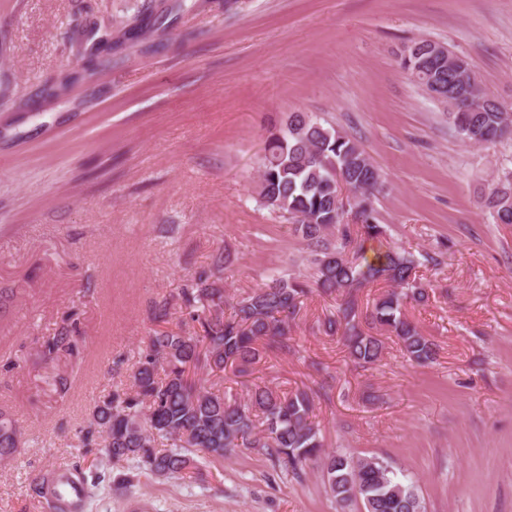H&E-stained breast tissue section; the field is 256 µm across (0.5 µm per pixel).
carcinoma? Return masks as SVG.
Listing matches in <instances>:
<instances>
[{
    "label": "carcinoma",
    "mask_w": 512,
    "mask_h": 512,
    "mask_svg": "<svg viewBox=\"0 0 512 512\" xmlns=\"http://www.w3.org/2000/svg\"><path fill=\"white\" fill-rule=\"evenodd\" d=\"M400 67L420 85L425 80L439 85V93L455 108L449 117L463 141L484 145L512 131V112L485 92L477 101L471 78L440 64L429 50L420 48ZM342 185L354 195L355 224L345 221ZM380 185V171L358 141L312 113L289 114L268 140L257 194L265 207L293 221L295 235L308 250L311 277L274 275L236 301L228 314L221 289L203 281L185 289V302L196 306L191 319L200 333L188 335L180 327L154 331L134 365L131 386L114 389L95 407L82 434L83 447L98 449L114 465L133 462L156 478L184 473L200 479L202 461L252 448L296 477L307 463H320L326 491L344 505L361 503L363 512H426L416 485L388 461L324 450L308 392L247 379L269 354L291 350L290 324L315 292L338 301L326 331L339 336L354 364L366 367L382 358L385 346L371 333L374 328L395 337L409 360L427 364L436 359L437 345L405 317L403 308L429 302L418 269L426 263L436 266L438 259L391 249L372 262L362 259L363 243L385 233L373 209ZM488 206L496 223L512 224V170L497 178ZM370 283H384L388 290L363 314L357 290ZM201 365L213 373L229 368L243 378V399L198 385L192 373ZM160 440L168 442L167 449H156ZM18 444L14 422L0 414V461L12 459ZM70 480L66 472L43 474L35 479V490L51 503L53 486Z\"/></svg>",
    "instance_id": "1"
}]
</instances>
